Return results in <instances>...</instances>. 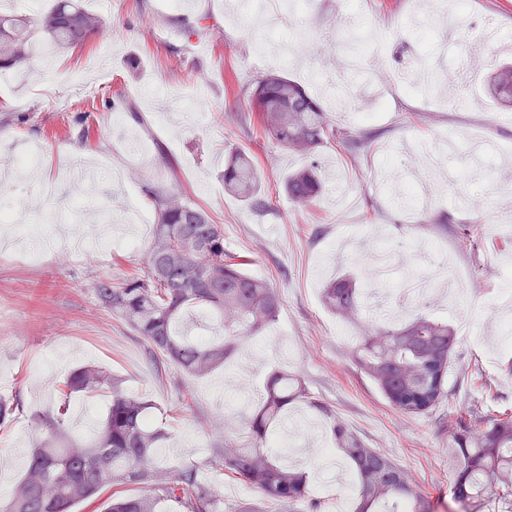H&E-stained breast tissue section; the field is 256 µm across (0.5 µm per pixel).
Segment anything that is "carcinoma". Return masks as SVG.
Wrapping results in <instances>:
<instances>
[{
	"mask_svg": "<svg viewBox=\"0 0 512 512\" xmlns=\"http://www.w3.org/2000/svg\"><path fill=\"white\" fill-rule=\"evenodd\" d=\"M104 27L101 17L80 0H53L34 17L0 13V69L20 68L32 55L38 34L58 52L83 48ZM490 98L512 106V64L504 62L488 77ZM250 123L264 139L310 159L288 175L285 189L293 201L308 205L322 184L313 161L316 150L344 133L336 129L323 104L306 88L276 73L258 81L249 95ZM224 190L255 210L269 209L254 160L239 149L224 162ZM157 216L143 266L122 283H92L99 304L141 336L163 363L203 377L229 361L241 341L275 323L280 300L275 288L247 272L249 258L224 247V229L180 189L149 192ZM459 238L475 251L477 226L463 224ZM324 305L351 317L360 292L347 276L329 282ZM206 311L224 330L220 339H195L178 333L176 323L190 309ZM456 344L444 322L418 315L401 328L375 327L360 337L354 358L395 411L406 417L426 415L448 396V370ZM59 393L110 397L107 415L88 442L66 439V405L41 423V443L32 450L25 474L5 512H70L93 504L114 489L104 512H156L173 501L184 512H220L219 499L199 478L197 465L160 467L154 449L168 435L150 418L153 404L125 391L121 380L96 367L83 366L62 383ZM309 393L302 382L280 369L266 377L264 394L241 429L224 436V448L212 466L242 482L288 512H326L312 493L306 472L277 462L268 449L270 429L297 400ZM338 450L356 479L355 512H436L432 497L409 481L389 455L368 447L341 423L331 427ZM455 459L451 484L461 512H512V406L484 414L467 410L451 425ZM129 486L138 495H126Z\"/></svg>",
	"mask_w": 512,
	"mask_h": 512,
	"instance_id": "obj_1",
	"label": "carcinoma"
}]
</instances>
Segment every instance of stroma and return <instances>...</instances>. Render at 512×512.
I'll return each mask as SVG.
<instances>
[{
	"instance_id": "35a3bbf8",
	"label": "stroma",
	"mask_w": 512,
	"mask_h": 512,
	"mask_svg": "<svg viewBox=\"0 0 512 512\" xmlns=\"http://www.w3.org/2000/svg\"><path fill=\"white\" fill-rule=\"evenodd\" d=\"M460 5L496 33L463 66L464 33L452 16ZM84 6L105 22L85 48L59 53L37 37L27 69L0 72V210L13 216L9 240H0V397L19 403L0 430V508L42 437L39 419L58 407V387L91 365L176 413L156 461L200 463L223 512H282L210 465L275 368L299 377L322 408L309 410V423L275 427L274 438L295 447L274 453L310 472L331 512H352L350 464L332 448L336 421L402 465L437 512H459L446 425L460 409L512 404V376L501 372L512 348L499 343L512 249L498 238L512 217V107L485 93L488 73L512 60V0H302L262 16L247 0ZM349 36L362 80L350 103L336 104L347 58L340 40ZM417 62L426 66L422 77L393 82ZM273 72L323 100L351 134L318 149L325 186L307 208L283 187L306 157L264 144L248 120V92ZM85 126L94 135L83 143ZM32 146L41 162L19 167ZM234 148L257 157L270 209L225 192L221 173ZM174 184L223 225L225 246L249 256V274L281 300L271 328L202 378L157 372L143 338L90 287L99 277L122 282L140 266L156 222L148 193ZM463 224L482 227L479 251L461 247ZM344 275L361 292L350 319L322 302L326 283ZM378 309L423 313L456 329L448 397L432 413L399 414L355 364L352 350ZM475 366L493 379V393L467 382Z\"/></svg>"
}]
</instances>
